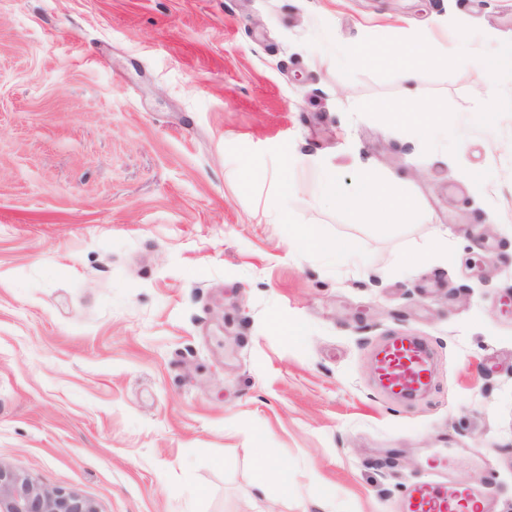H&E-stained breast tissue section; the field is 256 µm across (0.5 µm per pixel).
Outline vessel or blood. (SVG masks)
Listing matches in <instances>:
<instances>
[{"label": "vessel or blood", "instance_id": "obj_1", "mask_svg": "<svg viewBox=\"0 0 512 512\" xmlns=\"http://www.w3.org/2000/svg\"><path fill=\"white\" fill-rule=\"evenodd\" d=\"M375 372L379 383L395 396L422 390L431 378L423 350L408 336L393 337L379 350ZM481 503V493L469 486L423 481L413 485L403 512H467L469 506Z\"/></svg>", "mask_w": 512, "mask_h": 512}]
</instances>
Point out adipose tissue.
<instances>
[{
  "label": "adipose tissue",
  "mask_w": 512,
  "mask_h": 512,
  "mask_svg": "<svg viewBox=\"0 0 512 512\" xmlns=\"http://www.w3.org/2000/svg\"><path fill=\"white\" fill-rule=\"evenodd\" d=\"M371 54L393 62L402 78L410 83L418 79L420 73L430 62L425 41L418 39L402 43L393 38L375 47L370 53L356 47L350 48L345 61L349 65L357 66ZM322 187L324 193L339 206L371 213L382 212L397 224H408L414 220L410 204L397 194L395 184L373 172H365L354 191L345 196L338 191L334 172L327 169L322 175Z\"/></svg>",
  "instance_id": "obj_1"
}]
</instances>
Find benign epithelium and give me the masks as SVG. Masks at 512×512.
<instances>
[{
    "label": "benign epithelium",
    "instance_id": "obj_1",
    "mask_svg": "<svg viewBox=\"0 0 512 512\" xmlns=\"http://www.w3.org/2000/svg\"><path fill=\"white\" fill-rule=\"evenodd\" d=\"M0 512H98L96 505L75 493L50 490L29 475L0 464Z\"/></svg>",
    "mask_w": 512,
    "mask_h": 512
}]
</instances>
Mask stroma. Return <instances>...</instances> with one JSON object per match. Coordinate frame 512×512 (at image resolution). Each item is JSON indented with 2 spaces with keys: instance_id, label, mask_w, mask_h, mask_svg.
Listing matches in <instances>:
<instances>
[{
  "instance_id": "obj_1",
  "label": "stroma",
  "mask_w": 512,
  "mask_h": 512,
  "mask_svg": "<svg viewBox=\"0 0 512 512\" xmlns=\"http://www.w3.org/2000/svg\"><path fill=\"white\" fill-rule=\"evenodd\" d=\"M391 35L438 64L345 63ZM511 42L512 0H0V465L99 512H400L440 456L512 512V77L486 126L472 63ZM401 335L414 400L370 373ZM322 172L323 192L337 205L371 213L383 212L396 224L413 222L412 207L397 194L396 186L392 181L367 171L357 182L354 191L345 196L338 191L334 172L330 169H324ZM303 237L316 246L321 252L336 261L349 259L356 256L360 251L359 243L354 239L326 240L321 238L316 230L311 227L305 229ZM375 372L379 383L395 396L423 390L431 378L428 359L410 336H395L379 350Z\"/></svg>"
}]
</instances>
